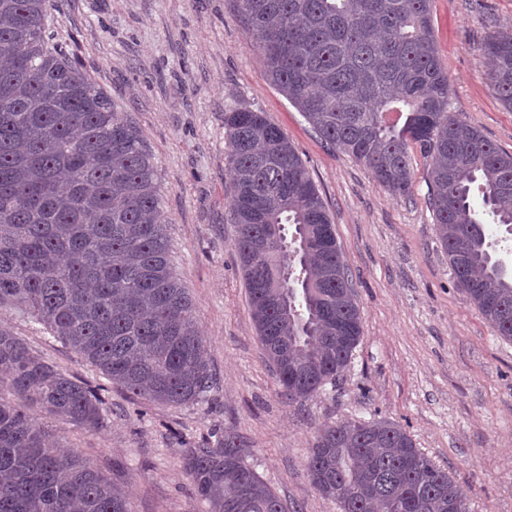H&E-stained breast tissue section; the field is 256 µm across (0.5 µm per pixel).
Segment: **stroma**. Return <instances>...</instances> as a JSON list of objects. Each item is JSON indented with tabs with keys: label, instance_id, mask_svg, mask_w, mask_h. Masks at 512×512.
I'll list each match as a JSON object with an SVG mask.
<instances>
[{
	"label": "stroma",
	"instance_id": "1",
	"mask_svg": "<svg viewBox=\"0 0 512 512\" xmlns=\"http://www.w3.org/2000/svg\"><path fill=\"white\" fill-rule=\"evenodd\" d=\"M51 23L77 61L142 131L157 169L175 272L189 288L219 388L182 406L127 394L42 325L13 310L0 328L25 336L67 376L102 389L108 424L86 430L39 409L63 451L86 458L130 512H211L183 467L189 446L237 433L247 461L288 512H337L305 460L318 432L348 419L402 426L448 470L470 512H512V341L496 336L459 288L412 156V192L393 196L322 141L266 78L238 0H55ZM450 111L512 153V110L491 88L481 45L512 28V0H431ZM265 112L306 164L349 267L362 335L336 384L282 393L251 318L234 248L225 108Z\"/></svg>",
	"mask_w": 512,
	"mask_h": 512
}]
</instances>
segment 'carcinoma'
<instances>
[{
	"mask_svg": "<svg viewBox=\"0 0 512 512\" xmlns=\"http://www.w3.org/2000/svg\"><path fill=\"white\" fill-rule=\"evenodd\" d=\"M270 81L314 131L393 195L411 193L414 147L432 158L428 199L460 288L512 340V267L486 218L512 235V154L449 111L431 0H239ZM50 0H0V311L18 308L125 392L192 404L216 388L194 304L173 270L160 186L142 132L46 34ZM481 50L512 110V29ZM235 249L262 350L288 399L349 364L362 325L352 275L307 166L265 113L224 111ZM0 512H129L79 453L60 458L35 406L106 426L103 400L0 329ZM238 436L188 448L212 512H287ZM340 512H469L448 471L391 421L320 431L306 462Z\"/></svg>",
	"mask_w": 512,
	"mask_h": 512,
	"instance_id": "carcinoma-1",
	"label": "carcinoma"
}]
</instances>
